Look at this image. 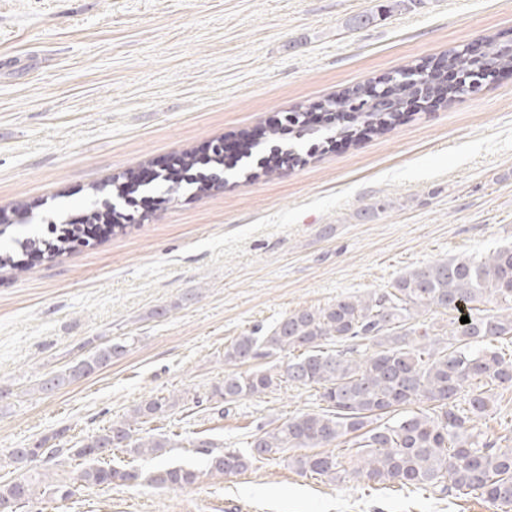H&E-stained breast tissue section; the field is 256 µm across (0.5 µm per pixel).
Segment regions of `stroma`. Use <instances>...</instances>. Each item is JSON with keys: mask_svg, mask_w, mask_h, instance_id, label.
<instances>
[{"mask_svg": "<svg viewBox=\"0 0 512 512\" xmlns=\"http://www.w3.org/2000/svg\"><path fill=\"white\" fill-rule=\"evenodd\" d=\"M376 0H0V210L25 203L0 251L100 205L134 168L259 131L286 113L488 36L512 47V0H410L355 29ZM512 241V71L480 91L405 112L382 135L337 142L267 178L238 177L162 205L112 237L0 272V481L11 449L64 430L73 445L144 400L163 458L114 452L147 473L200 469L187 489L115 482L20 512H498L481 496L327 479L295 448L244 473L204 472L201 443L243 447L257 426L319 405L289 385L224 410L211 387L224 346L284 314L388 286L451 255ZM168 306L169 313L152 311ZM127 353L65 388L41 378L106 342ZM200 405H193V398ZM478 428L512 448V387Z\"/></svg>", "mask_w": 512, "mask_h": 512, "instance_id": "35a3bbf8", "label": "stroma"}]
</instances>
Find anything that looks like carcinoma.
<instances>
[{"instance_id":"1","label":"carcinoma","mask_w":512,"mask_h":512,"mask_svg":"<svg viewBox=\"0 0 512 512\" xmlns=\"http://www.w3.org/2000/svg\"><path fill=\"white\" fill-rule=\"evenodd\" d=\"M407 0H387L354 18L355 28L372 23L383 11H398ZM500 70L512 71V54L501 51L494 39H485L479 59L453 52L437 64H429L423 83L441 93L448 103L466 95L471 81L481 83ZM422 101L419 88L396 73L394 78L346 89L324 99L314 108L336 116L325 126V141L351 140L359 135L381 134L396 123L409 105ZM306 112L288 114V124L299 137L311 135ZM242 151L231 163L218 160L211 168L245 170L257 161L249 177H273L284 166L295 167L304 156L288 147L277 126L261 136L243 132ZM201 160L183 155L178 174L165 169L148 180L139 171L112 179L108 208L125 201L133 187L145 196L159 186H185L194 195L213 189L211 179L198 174ZM45 246L50 257L67 251L65 238L44 241L25 238L14 252L0 253V270L14 276L28 271L23 262L31 248ZM492 301L495 307L483 304ZM451 316L450 329L419 320L428 312ZM469 322L463 324L461 317ZM344 350H329L332 344ZM126 345L110 343L67 370L43 379L44 392L58 390L89 376L121 357ZM298 352L284 365L272 364L224 376L211 397L231 406L245 398L272 393L288 382L314 388L323 407L292 416L276 426L258 429L243 450L210 449L200 445L205 469L210 474L235 475L285 448H320L322 452L292 459L302 473L329 480L352 478L377 484L441 488L443 491L478 492L494 507L512 506V448L476 428L475 422L490 408V391L512 386V246L497 247L481 259L452 256L408 270L389 286L364 296L336 299L314 310L283 315L267 331L255 327L224 347V363L239 366L282 352ZM430 405V411H413V405ZM172 403L153 398L122 421L88 436L69 448L58 447L56 432L10 452L9 465L16 475L0 481V500L8 499V512H17L37 493V465L58 466L62 458L76 457L83 468L74 477L82 486L138 481L134 469L114 467L105 457L114 450L130 456L167 453L164 436H136L135 425L164 416ZM352 443L357 459L347 469L333 448ZM200 471L183 465H165L146 476L154 486L186 489Z\"/></svg>"}]
</instances>
